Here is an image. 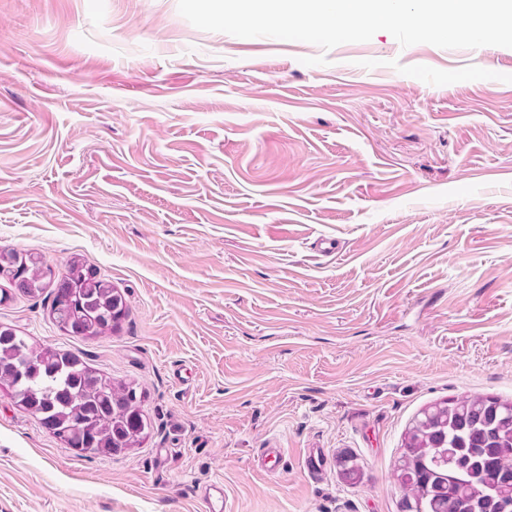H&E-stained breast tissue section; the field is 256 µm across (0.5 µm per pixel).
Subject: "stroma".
Wrapping results in <instances>:
<instances>
[{"mask_svg":"<svg viewBox=\"0 0 512 512\" xmlns=\"http://www.w3.org/2000/svg\"><path fill=\"white\" fill-rule=\"evenodd\" d=\"M1 248L111 277L112 335L18 294L0 323L131 383L152 428L86 458L0 395V512H210L215 481L224 512H399L420 410L512 399V48L324 52L178 0H0Z\"/></svg>","mask_w":512,"mask_h":512,"instance_id":"35a3bbf8","label":"stroma"}]
</instances>
